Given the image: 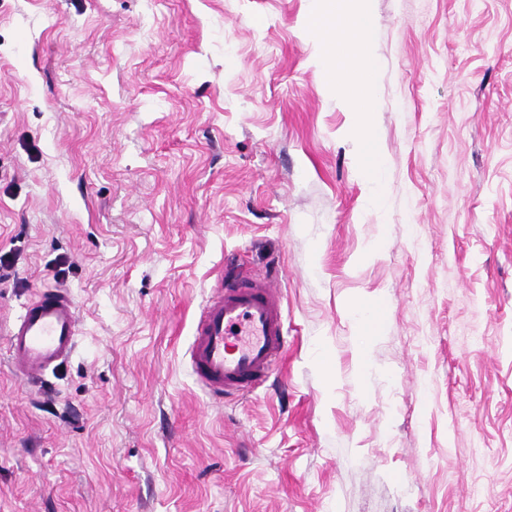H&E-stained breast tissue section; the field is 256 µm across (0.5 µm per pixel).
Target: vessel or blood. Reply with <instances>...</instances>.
I'll list each match as a JSON object with an SVG mask.
<instances>
[{"label":"vessel or blood","instance_id":"b4317fda","mask_svg":"<svg viewBox=\"0 0 512 512\" xmlns=\"http://www.w3.org/2000/svg\"><path fill=\"white\" fill-rule=\"evenodd\" d=\"M78 315L71 295L49 288L26 302L7 332L18 377L41 379L74 351ZM288 350V329L274 284L226 270L204 303L189 349L190 368L216 401L254 392Z\"/></svg>","mask_w":512,"mask_h":512}]
</instances>
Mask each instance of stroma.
Listing matches in <instances>:
<instances>
[{
	"mask_svg": "<svg viewBox=\"0 0 512 512\" xmlns=\"http://www.w3.org/2000/svg\"><path fill=\"white\" fill-rule=\"evenodd\" d=\"M369 8L339 93L336 0H0V512H512V0ZM228 257L291 344L215 403ZM47 287L77 347L28 383L4 326ZM359 151L361 153V166L366 176H368L375 185L374 204L381 197L382 181L379 173L382 167V161L375 148L363 137H358Z\"/></svg>",
	"mask_w": 512,
	"mask_h": 512,
	"instance_id": "obj_1",
	"label": "stroma"
}]
</instances>
